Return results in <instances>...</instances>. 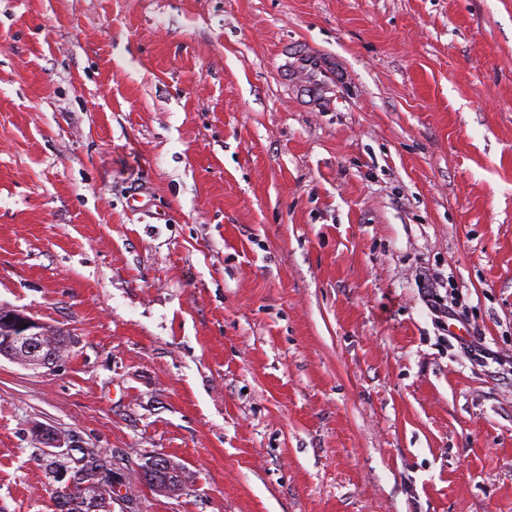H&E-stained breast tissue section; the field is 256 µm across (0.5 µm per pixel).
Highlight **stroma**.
Segmentation results:
<instances>
[{"label": "stroma", "instance_id": "1", "mask_svg": "<svg viewBox=\"0 0 512 512\" xmlns=\"http://www.w3.org/2000/svg\"><path fill=\"white\" fill-rule=\"evenodd\" d=\"M0 304V512H512V0H0ZM281 55L280 80L291 83L301 95L322 100L336 88V64L320 50L288 47ZM426 300L428 307L441 324L449 319L458 320V312L454 303H448L447 299L437 293L436 290L430 291ZM27 324V327H24ZM0 356L4 357V349L8 347L10 360L25 365L31 361L38 363L45 355L46 347L44 336L47 326L27 315L23 311L11 307L0 306ZM46 341L52 344V348L46 355H67L69 344L65 336L59 330L48 328ZM1 333L3 336H1ZM2 342V351H1ZM83 455L87 460L78 470L80 475L75 479L74 487L69 491H65V488L57 491L56 511L110 512L100 508L110 507L112 503V469L93 450H87ZM162 460L165 461L167 465L158 469ZM141 478L146 480L152 487L157 486L171 493L181 490V487L184 484L182 469L179 466L175 467L167 459L155 458L151 460L143 470ZM154 480H157V484L154 483ZM152 482L156 485L152 484Z\"/></svg>", "mask_w": 512, "mask_h": 512}]
</instances>
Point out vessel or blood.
Segmentation results:
<instances>
[{"instance_id":"obj_1","label":"vessel or blood","mask_w":512,"mask_h":512,"mask_svg":"<svg viewBox=\"0 0 512 512\" xmlns=\"http://www.w3.org/2000/svg\"><path fill=\"white\" fill-rule=\"evenodd\" d=\"M279 77L282 82L292 84L301 95L322 100L336 87V64L321 51L288 48L283 52Z\"/></svg>"}]
</instances>
